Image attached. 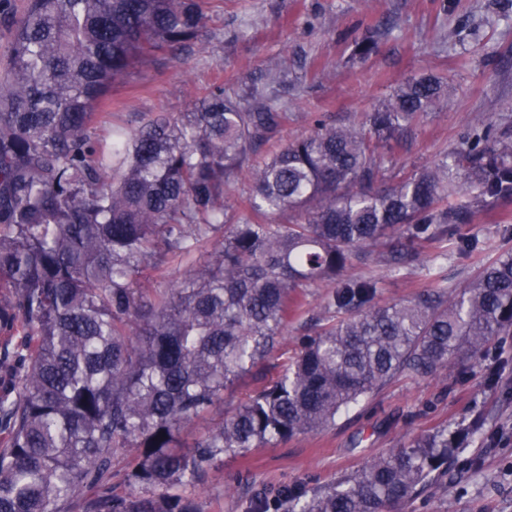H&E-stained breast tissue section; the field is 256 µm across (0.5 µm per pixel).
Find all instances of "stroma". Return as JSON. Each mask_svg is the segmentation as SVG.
Listing matches in <instances>:
<instances>
[{
  "instance_id": "35a3bbf8",
  "label": "stroma",
  "mask_w": 512,
  "mask_h": 512,
  "mask_svg": "<svg viewBox=\"0 0 512 512\" xmlns=\"http://www.w3.org/2000/svg\"><path fill=\"white\" fill-rule=\"evenodd\" d=\"M370 37L378 53L359 57L356 44ZM283 68L287 86H265L267 103L288 115L281 143L308 134L318 117L361 124L421 72L443 78L444 101L404 132L385 175L415 172L454 152L489 119L512 121V0H212L211 22L192 51L137 66L129 82L116 83L97 132L136 128L145 112L178 116L210 89L239 93ZM463 232L476 241L474 252L442 258L428 244L420 265H356L346 274L378 278L384 303L409 298L438 277L461 286L496 248L512 249V203L480 210ZM498 363L502 381L492 389L484 375ZM477 418L497 440L469 437L447 478L397 512H512V335L496 338L481 361L463 354L453 371L397 378L321 433L224 457L195 491L198 512H251L245 481L271 489L322 486L415 436L460 430ZM470 458L479 459L478 468L467 466Z\"/></svg>"
}]
</instances>
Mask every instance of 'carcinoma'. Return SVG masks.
Listing matches in <instances>:
<instances>
[{"label": "carcinoma", "instance_id": "carcinoma-1", "mask_svg": "<svg viewBox=\"0 0 512 512\" xmlns=\"http://www.w3.org/2000/svg\"><path fill=\"white\" fill-rule=\"evenodd\" d=\"M210 0H27L0 46V512H198L207 469L317 434L399 376L481 359L512 333V252L460 288L435 279L393 304L368 261L398 270L512 202V130L473 131L449 158L383 184L398 137L446 86L411 78L360 126L317 118L258 160L288 113L253 87L206 94L175 119L143 113L99 138L112 85L193 45ZM243 211L224 195L243 173ZM223 232L208 259L195 252ZM190 265L149 286L165 259ZM326 288L312 336L271 363L309 288ZM263 384L185 444L253 369ZM443 428L311 489L252 486L258 512H391L448 476ZM126 459L116 478L112 461Z\"/></svg>", "mask_w": 512, "mask_h": 512}]
</instances>
